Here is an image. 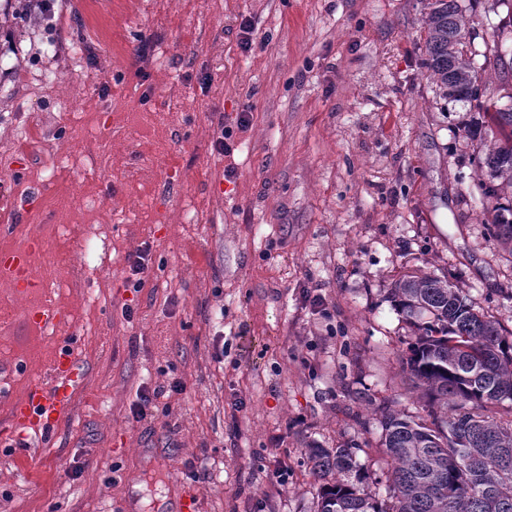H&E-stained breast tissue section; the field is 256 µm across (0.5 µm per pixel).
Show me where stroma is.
<instances>
[{"mask_svg":"<svg viewBox=\"0 0 512 512\" xmlns=\"http://www.w3.org/2000/svg\"><path fill=\"white\" fill-rule=\"evenodd\" d=\"M460 3L473 51L496 26L512 50V0ZM24 5L0 0V251L42 242L70 318L26 325L0 279V417L58 346L86 379L45 458L0 439V512H314L312 444L385 483L374 409L422 411L393 281L448 277L512 329L483 116L422 68L420 0H53L48 25Z\"/></svg>","mask_w":512,"mask_h":512,"instance_id":"obj_1","label":"stroma"}]
</instances>
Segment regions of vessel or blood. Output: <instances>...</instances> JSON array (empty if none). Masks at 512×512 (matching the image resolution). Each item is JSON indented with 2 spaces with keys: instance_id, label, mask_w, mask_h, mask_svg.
Listing matches in <instances>:
<instances>
[{
  "instance_id": "obj_1",
  "label": "vessel or blood",
  "mask_w": 512,
  "mask_h": 512,
  "mask_svg": "<svg viewBox=\"0 0 512 512\" xmlns=\"http://www.w3.org/2000/svg\"><path fill=\"white\" fill-rule=\"evenodd\" d=\"M0 275L12 279L17 298L25 303L23 318L28 324L44 328L66 321V312L51 303L27 304L29 295L45 294L50 288L45 273L35 269L30 254L1 251ZM82 387V370L74 354L56 352L45 379L30 385L12 403L6 422L0 425V437L52 434L73 415L75 398Z\"/></svg>"
}]
</instances>
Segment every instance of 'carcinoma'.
I'll list each match as a JSON object with an SVG mask.
<instances>
[{
	"label": "carcinoma",
	"instance_id": "1",
	"mask_svg": "<svg viewBox=\"0 0 512 512\" xmlns=\"http://www.w3.org/2000/svg\"><path fill=\"white\" fill-rule=\"evenodd\" d=\"M422 66L440 96L489 116L502 139L477 157L488 202L512 194V106L483 98L481 74L505 66L498 42L482 63L465 50L469 20L458 0H423ZM490 237L512 255V219L500 210ZM414 336L400 355L426 415L380 409L386 496L353 446L311 445L304 463L321 484L315 512H512V331L477 311L446 277L403 275L391 288Z\"/></svg>",
	"mask_w": 512,
	"mask_h": 512
}]
</instances>
